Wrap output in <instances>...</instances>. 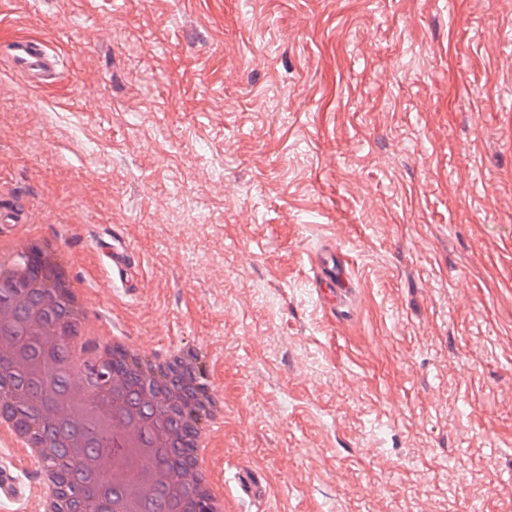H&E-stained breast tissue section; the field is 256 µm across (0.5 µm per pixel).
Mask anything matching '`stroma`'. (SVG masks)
Masks as SVG:
<instances>
[{"mask_svg":"<svg viewBox=\"0 0 512 512\" xmlns=\"http://www.w3.org/2000/svg\"><path fill=\"white\" fill-rule=\"evenodd\" d=\"M0 6L15 231L61 242L93 320L211 353L238 512H512V0ZM18 35L52 85L17 77ZM11 58L17 76L32 89L48 83L57 71V54L32 39L15 41L11 47ZM98 247L112 269V275H116L121 281L123 278L127 281L129 270L134 264V256L129 248L114 235L110 241L100 239ZM316 290L330 309L338 311L353 291V283L346 262L336 251L323 253L317 260Z\"/></svg>","mask_w":512,"mask_h":512,"instance_id":"35a3bbf8","label":"stroma"}]
</instances>
